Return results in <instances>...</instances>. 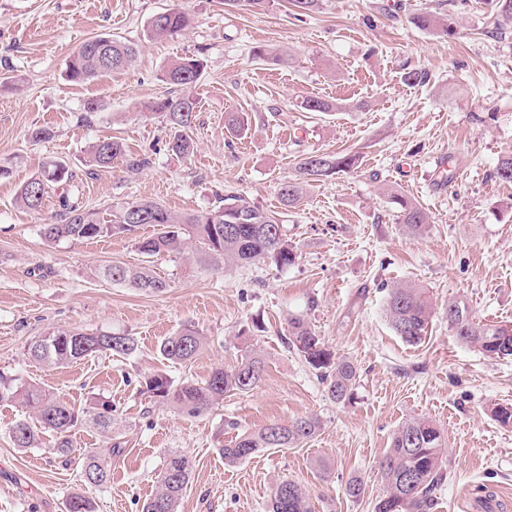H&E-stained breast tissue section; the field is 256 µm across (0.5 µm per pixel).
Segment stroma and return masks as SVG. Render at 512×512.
Masks as SVG:
<instances>
[{"label": "stroma", "instance_id": "obj_1", "mask_svg": "<svg viewBox=\"0 0 512 512\" xmlns=\"http://www.w3.org/2000/svg\"><path fill=\"white\" fill-rule=\"evenodd\" d=\"M185 9L191 24L174 40L146 37L150 17ZM426 11L453 12L454 36L417 27ZM109 33L139 46L122 75L76 84L66 60L84 41ZM265 46L286 53L271 66L253 58ZM195 55L205 70L193 88L198 107L193 155L164 148L169 130L146 103L177 96L161 79L173 59ZM425 69L423 85L403 81L404 65ZM343 103L308 112L304 98ZM97 111H88L89 102ZM228 112L244 113L250 133L230 136ZM53 129L36 143L31 132ZM116 136L148 157L138 175L122 165L76 181L72 200L105 210L154 200L185 214L211 207L232 187L252 203L279 210V190L306 154L355 151L357 172L307 188L288 215L294 264L255 261L204 269L176 255L144 259L123 234L46 242L40 224L55 215L57 193L41 212L15 202L18 186L51 160L84 168L92 143ZM512 155V19L483 0L450 9L447 0H322L297 15L290 0H266L257 12H225L218 0H0V374L36 383L75 406L112 403V430L84 426L81 448L121 444L112 479L91 491L94 512H141L170 453L186 456L190 482L178 512H266L282 481L300 483L312 512H374L385 493L377 462L395 429L413 417L440 426L449 477L438 512H512V427L491 410L512 404V359H491L458 342L448 303L466 304L480 324L512 325V183L493 178ZM453 178H441L444 159ZM397 191L429 215L410 236L388 200ZM149 263L168 286L144 293L102 280L100 266ZM425 288L434 307L426 337L405 343L383 313L387 288ZM315 307H308V300ZM302 314L337 355L357 367L349 402L332 401L316 372L285 344L288 317ZM195 327L205 346L175 365L161 340ZM130 335L127 357L96 356L49 368L28 345L48 329ZM248 340H240L239 332ZM265 362L252 391L225 395L200 417L154 405L144 379L205 381L233 368L246 347ZM21 410L0 403V512H65L79 487L78 468L40 447H14L9 432ZM317 417V434L298 448H276L231 465L221 453L237 434L270 423ZM353 477L361 497L345 494Z\"/></svg>", "mask_w": 512, "mask_h": 512}]
</instances>
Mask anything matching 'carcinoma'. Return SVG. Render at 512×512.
Instances as JSON below:
<instances>
[{"instance_id":"cac0c4a2","label":"carcinoma","mask_w":512,"mask_h":512,"mask_svg":"<svg viewBox=\"0 0 512 512\" xmlns=\"http://www.w3.org/2000/svg\"><path fill=\"white\" fill-rule=\"evenodd\" d=\"M418 26L452 35L456 32L446 15L423 13L415 17ZM190 25L186 12L168 8L151 16L147 37L174 38ZM138 45L103 34L83 42L66 63V78L72 82H91L123 74L135 61ZM204 62L197 56L180 57L169 63L162 80L172 86L190 89L201 78ZM197 101L190 94L158 98L146 109L162 118L171 130L167 151L186 158L193 154L194 140L189 135L193 127ZM301 108L308 112H333L336 104L319 98H306ZM225 128L241 136L249 131L246 117L240 112L227 113ZM125 162L128 173L135 175L149 165L146 157L128 154L125 144L117 138H105L94 143L87 155L85 169L76 173L63 160H52L41 171L21 184L16 202L39 211L44 198L52 190H65L79 176L95 178L101 169ZM356 153H312L296 164L295 178L280 189L281 210L265 211L242 195L227 191L218 204L209 209L176 214L152 200L126 202L110 214L72 203L61 194V210L54 220L40 225L42 237L49 242L62 239L82 241L131 234L143 225L158 228L154 236L138 242L141 253L183 254L195 257V262L212 268L267 260L277 266L294 262L295 254L288 244L284 227L289 209L296 207L305 187L325 182L340 173L358 169ZM398 206L399 223L417 237L428 224V216L420 205L397 194H390ZM102 277L115 285H125L148 292L161 293L167 282L146 266H126L113 263L101 270ZM461 317L448 319V327L456 339L473 346L491 358H512V329L474 322L462 302L450 301ZM385 317L396 335L405 342L417 344L426 336L433 316V305L425 289L413 285H397L387 289ZM205 337L185 326L166 337L160 344L163 358L174 364L191 360L203 348ZM288 347L297 351L326 383L327 393L335 402H344L352 395L358 375L349 360L336 356L325 346L321 337L301 317L288 319ZM134 337L106 331L84 332L57 329L39 337L28 346L29 356L47 366H63L99 354L129 356L135 352ZM264 361L250 349L231 369H215L203 384L192 381L177 383L168 375L156 373L145 378L142 393L156 405L172 406L191 417L206 414L224 399L227 392L248 393L260 382ZM18 406L24 416L15 421L10 437L17 448H35L40 434L50 432L53 445L45 449L49 455L69 457L78 461L80 482L86 488L102 487L111 480L112 457L123 452L118 443L109 442L103 448H76L71 432L79 425H88L105 432L112 427V402L93 398L76 408L60 396L38 385L14 386L0 376V403ZM314 416L297 418L281 424L272 423L258 431L235 437L222 448L224 459L239 463L258 452L271 448H295L311 439L319 430ZM445 437L433 421L425 417L412 418L401 424L392 435L387 454L379 461L378 470L386 494L378 501L375 512H436L438 491L446 479ZM415 476L414 484L404 487V473ZM190 480L188 459L180 454L169 455L162 470L158 489L144 505L143 512H177V506ZM67 512H92V503L85 491L70 494ZM267 512H310L307 492L294 481H283L274 489Z\"/></svg>"}]
</instances>
